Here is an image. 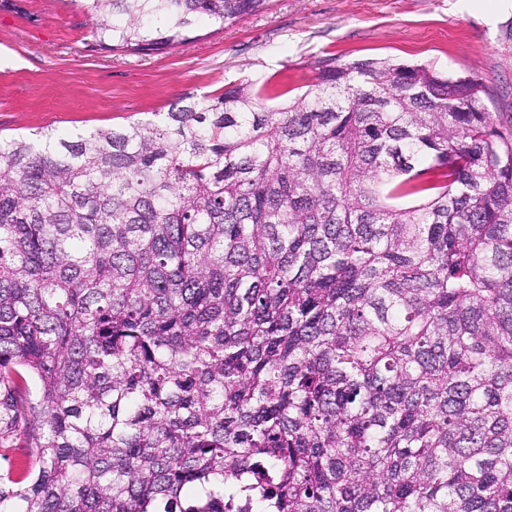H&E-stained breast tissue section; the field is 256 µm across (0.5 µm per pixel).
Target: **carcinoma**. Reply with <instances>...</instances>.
Masks as SVG:
<instances>
[{
    "mask_svg": "<svg viewBox=\"0 0 512 512\" xmlns=\"http://www.w3.org/2000/svg\"><path fill=\"white\" fill-rule=\"evenodd\" d=\"M270 2L83 7L149 54ZM265 94L0 137V512H512V128L387 60Z\"/></svg>",
    "mask_w": 512,
    "mask_h": 512,
    "instance_id": "1",
    "label": "carcinoma"
}]
</instances>
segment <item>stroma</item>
Masks as SVG:
<instances>
[{"label":"stroma","instance_id":"obj_1","mask_svg":"<svg viewBox=\"0 0 512 512\" xmlns=\"http://www.w3.org/2000/svg\"><path fill=\"white\" fill-rule=\"evenodd\" d=\"M197 33L163 53L105 52L78 0L0 8V135L107 129L247 80L297 96L318 63L367 58L479 79L489 112L512 123V8L496 0H272Z\"/></svg>","mask_w":512,"mask_h":512}]
</instances>
